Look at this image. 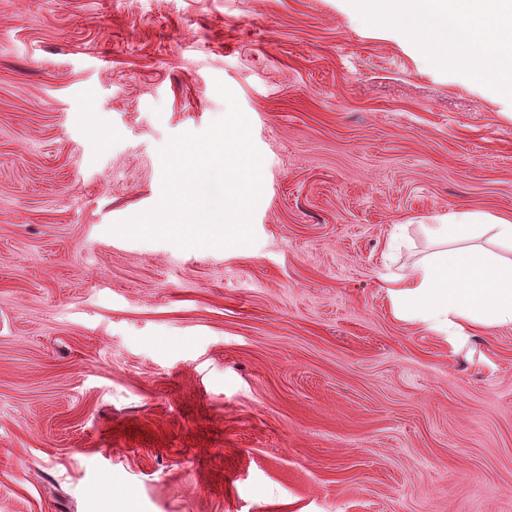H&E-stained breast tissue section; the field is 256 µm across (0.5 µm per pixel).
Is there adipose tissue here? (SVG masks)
Segmentation results:
<instances>
[{"label": "adipose tissue", "mask_w": 512, "mask_h": 512, "mask_svg": "<svg viewBox=\"0 0 512 512\" xmlns=\"http://www.w3.org/2000/svg\"><path fill=\"white\" fill-rule=\"evenodd\" d=\"M356 8L398 23L426 56L452 52L476 81L512 93V0H356ZM428 230L440 247L390 280L395 313L451 337L512 325V220L452 212ZM487 232L493 247L477 245Z\"/></svg>", "instance_id": "ef3b65f1"}]
</instances>
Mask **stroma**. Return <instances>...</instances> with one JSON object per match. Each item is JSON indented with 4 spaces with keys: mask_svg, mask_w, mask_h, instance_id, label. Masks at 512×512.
<instances>
[{
    "mask_svg": "<svg viewBox=\"0 0 512 512\" xmlns=\"http://www.w3.org/2000/svg\"><path fill=\"white\" fill-rule=\"evenodd\" d=\"M219 81L255 243L112 233ZM464 210L512 215V97L353 0H0V512H512V326L387 295Z\"/></svg>",
    "mask_w": 512,
    "mask_h": 512,
    "instance_id": "1",
    "label": "stroma"
}]
</instances>
